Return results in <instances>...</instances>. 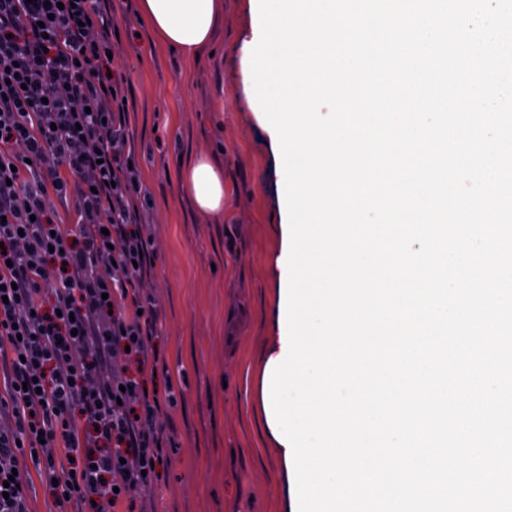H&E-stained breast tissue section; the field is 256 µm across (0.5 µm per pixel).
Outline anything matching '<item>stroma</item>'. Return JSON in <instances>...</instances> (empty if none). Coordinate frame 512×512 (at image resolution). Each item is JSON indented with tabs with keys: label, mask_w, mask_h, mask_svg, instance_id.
I'll list each match as a JSON object with an SVG mask.
<instances>
[{
	"label": "stroma",
	"mask_w": 512,
	"mask_h": 512,
	"mask_svg": "<svg viewBox=\"0 0 512 512\" xmlns=\"http://www.w3.org/2000/svg\"><path fill=\"white\" fill-rule=\"evenodd\" d=\"M208 49L159 43L139 0H103L116 17L115 64L127 134L149 204L141 220L159 313L151 388L172 442L147 495L120 512H286V470L264 422L263 366L276 333L284 171L254 94L244 35L252 0H223ZM224 170V209L199 216L181 186L200 152Z\"/></svg>",
	"instance_id": "35a3bbf8"
}]
</instances>
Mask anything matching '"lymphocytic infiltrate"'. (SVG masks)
I'll list each match as a JSON object with an SVG mask.
<instances>
[{
  "instance_id": "lymphocytic-infiltrate-1",
  "label": "lymphocytic infiltrate",
  "mask_w": 512,
  "mask_h": 512,
  "mask_svg": "<svg viewBox=\"0 0 512 512\" xmlns=\"http://www.w3.org/2000/svg\"><path fill=\"white\" fill-rule=\"evenodd\" d=\"M96 2L0 0V512H29L32 468L58 512H111L164 458L147 196ZM71 199L69 227L51 204Z\"/></svg>"
}]
</instances>
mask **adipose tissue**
I'll list each match as a JSON object with an SVG mask.
<instances>
[{"label": "adipose tissue", "mask_w": 512, "mask_h": 512, "mask_svg": "<svg viewBox=\"0 0 512 512\" xmlns=\"http://www.w3.org/2000/svg\"><path fill=\"white\" fill-rule=\"evenodd\" d=\"M140 10L156 38L186 55L206 46L221 14V0H140ZM182 186L200 215L224 209V174L205 155L182 172Z\"/></svg>", "instance_id": "adipose-tissue-1"}]
</instances>
